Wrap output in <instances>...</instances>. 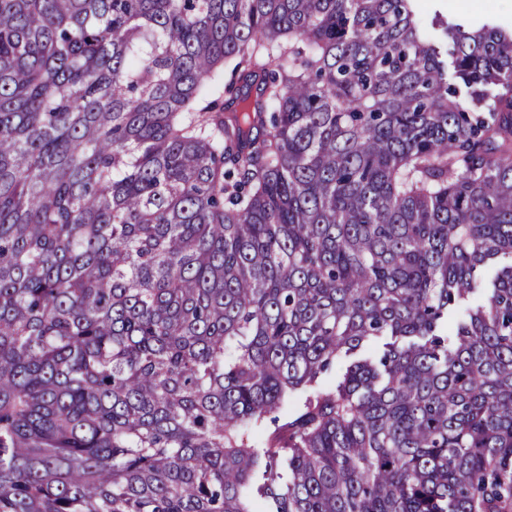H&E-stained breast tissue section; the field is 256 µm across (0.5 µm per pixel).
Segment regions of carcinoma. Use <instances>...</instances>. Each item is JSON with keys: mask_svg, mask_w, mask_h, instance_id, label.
Masks as SVG:
<instances>
[{"mask_svg": "<svg viewBox=\"0 0 512 512\" xmlns=\"http://www.w3.org/2000/svg\"><path fill=\"white\" fill-rule=\"evenodd\" d=\"M442 26L0 0V512H512V32Z\"/></svg>", "mask_w": 512, "mask_h": 512, "instance_id": "1", "label": "carcinoma"}]
</instances>
